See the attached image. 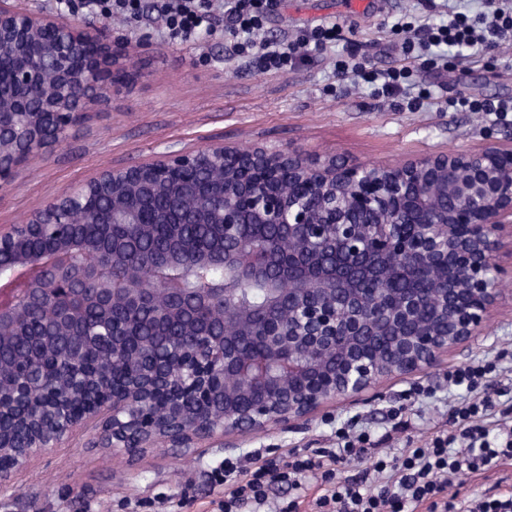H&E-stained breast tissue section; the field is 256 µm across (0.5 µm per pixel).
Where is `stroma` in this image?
<instances>
[{
	"mask_svg": "<svg viewBox=\"0 0 512 512\" xmlns=\"http://www.w3.org/2000/svg\"><path fill=\"white\" fill-rule=\"evenodd\" d=\"M344 2L277 0L260 36L295 39L334 23L340 29L338 48L368 56L377 69L397 65L391 27L422 14L418 0H376L362 14L345 9ZM153 3L142 0L145 16L139 22L77 15L84 29L108 26L123 34L129 47L125 66L137 77L112 91L109 105L89 107L52 150L19 166L11 182L0 186L1 229L21 223L106 169L219 143L380 165L488 146L512 150V114L498 120L479 112L419 108L402 96L378 98L371 87L335 75L325 56L285 73H267L259 58L234 57L230 37L220 31L169 45L157 36ZM510 56L512 44L477 61L453 51L448 73L423 68L415 79L428 89L443 84L448 97L510 99L512 69L504 66ZM484 356L497 359L503 380L512 379L510 277L483 335L413 378L384 380L366 399L329 405L303 427L230 434L190 453L157 447L116 455L97 446L98 430L91 423L62 447L35 458L15 487H0V512H223L224 489L211 471L226 457L257 451L283 460L293 453L313 457L334 447L337 424L348 421L369 428L387 448H416L432 433L454 428L459 392L449 386L448 376ZM417 384L434 388L435 397L415 393ZM393 408L402 410L404 427L394 428L389 420ZM493 486L512 491V461L461 477L450 492L470 500Z\"/></svg>",
	"mask_w": 512,
	"mask_h": 512,
	"instance_id": "35a3bbf8",
	"label": "stroma"
}]
</instances>
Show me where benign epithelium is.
Here are the masks:
<instances>
[{
    "instance_id": "benign-epithelium-1",
    "label": "benign epithelium",
    "mask_w": 512,
    "mask_h": 512,
    "mask_svg": "<svg viewBox=\"0 0 512 512\" xmlns=\"http://www.w3.org/2000/svg\"><path fill=\"white\" fill-rule=\"evenodd\" d=\"M32 40L41 42L39 58L4 56L3 49ZM126 53L119 38L0 0L1 186L128 78L117 67ZM48 70L62 84L49 106L39 94ZM213 164L230 179L218 200L199 212L170 210L157 222L222 224L224 238L202 251L145 250L138 227L150 188L171 172L195 175ZM285 172L300 194L280 192ZM106 181L132 192L136 202L112 194V254L92 272L105 277L119 261L147 262L158 272L155 287L116 281L88 287L90 279L71 269L75 246L67 241L51 258L16 253L0 269V331L19 329L50 309L49 335L61 342L79 332L87 308L106 311L120 303L149 314L155 332L177 323L182 333L144 340L131 357L141 366L122 385L110 378L86 385L77 415L46 369L35 374L43 400L12 392L25 440L0 448V459L8 458L0 462V485L101 416L99 444L130 455L160 442L190 452L230 433L306 422L386 379L435 366L482 334L501 296L505 270L498 254L504 237L512 238V150L489 146L375 165L217 144L106 170L81 191L90 195ZM76 202L75 192L61 195L30 223L0 232V250L64 223ZM281 239L297 244L287 266ZM415 265L442 275L440 286L385 287ZM211 266L223 269L224 283L204 292L164 287L166 273L189 278ZM365 281L376 288L364 292ZM241 283L262 289L263 311L244 302ZM158 294L166 298L162 308L154 304ZM384 330L394 337L391 352L367 355L370 337Z\"/></svg>"
}]
</instances>
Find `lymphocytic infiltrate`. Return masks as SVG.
<instances>
[{
	"label": "lymphocytic infiltrate",
	"instance_id": "obj_1",
	"mask_svg": "<svg viewBox=\"0 0 512 512\" xmlns=\"http://www.w3.org/2000/svg\"><path fill=\"white\" fill-rule=\"evenodd\" d=\"M140 4L141 0H54L53 7L63 15L136 19ZM271 4L272 0H159L160 34L169 43L182 44L212 30L215 17L223 14L229 19L227 31L236 55L260 56L274 71L310 62L335 47L339 29L333 24L293 40L257 39ZM402 28L407 35L397 49L400 66L376 70L366 59L350 62L340 55L335 63L338 74L374 85L376 94L384 97L408 95L415 86L414 71L423 64L434 65L441 47L476 56L511 39L512 11L501 9L497 0H486L478 20L454 13L440 23L406 22ZM498 372L492 359L456 369L450 380L464 392L454 409L457 426L433 433L419 448L388 452L374 447L366 428L344 424L335 431V447L323 449L316 462L299 454L284 462L260 455L247 464L225 458L213 472L215 483L224 488V512L265 506L273 487L299 489L310 478L320 484L316 512H512V493L487 494L467 504L448 495L460 475L480 473L494 461L512 460V427L489 429L486 420L495 403L489 394L476 390L480 380L497 377ZM363 458L372 462L369 472L343 478L341 464Z\"/></svg>",
	"mask_w": 512,
	"mask_h": 512
}]
</instances>
